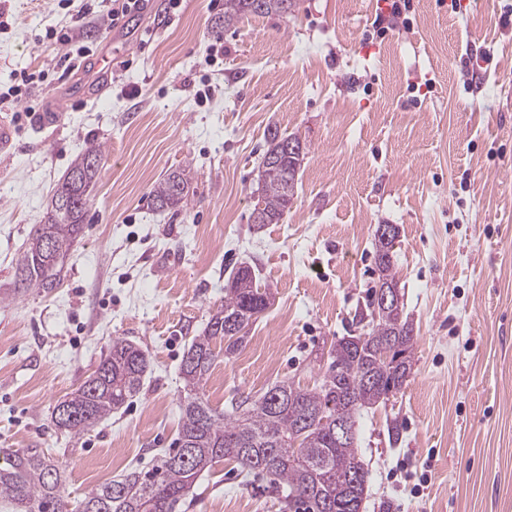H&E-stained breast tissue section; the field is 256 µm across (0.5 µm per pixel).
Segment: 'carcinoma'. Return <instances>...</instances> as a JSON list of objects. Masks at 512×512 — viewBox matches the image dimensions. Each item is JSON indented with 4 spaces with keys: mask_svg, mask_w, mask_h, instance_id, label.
Masks as SVG:
<instances>
[{
    "mask_svg": "<svg viewBox=\"0 0 512 512\" xmlns=\"http://www.w3.org/2000/svg\"><path fill=\"white\" fill-rule=\"evenodd\" d=\"M293 0H224V18L215 27L234 25L246 15L288 12ZM290 136L271 132L258 180L256 204L261 224L278 223L294 197L304 153L293 154L283 142ZM102 147L93 141L71 161L55 187L44 216L36 225L14 270L13 293L33 288L46 293L61 284L64 260L83 232L89 198L95 185ZM189 194V172L178 168L154 185L155 208L177 214ZM71 203L60 205L62 196ZM379 271L373 294L397 286L392 274L393 254L375 236ZM267 291L250 266L230 272L224 304L209 317L203 332L194 336L181 362L187 390L175 448L160 459L151 473L128 472L98 488L87 490L77 512H175L198 475L221 460L236 462L241 471L262 477L271 487L288 491V508L300 512H359L369 472L356 446V416L389 400L401 390L413 368L414 325L404 303L379 307L374 328L366 336H343L327 350L329 367L315 386L302 389L290 380L259 396L233 398L218 411L203 392L217 355L213 342H224V357L235 355L247 334L227 336L224 325L234 322L249 329L266 310ZM149 354L137 344L115 341L96 369L64 400L71 416H54L58 430L79 437L122 408L142 385ZM345 420L350 435L332 431L336 417ZM192 453L184 456V449ZM355 477L344 488L343 476ZM60 467L39 448L17 450L0 466V505L8 512H67L61 495ZM354 507H349V504Z\"/></svg>",
    "mask_w": 512,
    "mask_h": 512,
    "instance_id": "carcinoma-1",
    "label": "carcinoma"
}]
</instances>
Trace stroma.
<instances>
[{
    "label": "stroma",
    "mask_w": 512,
    "mask_h": 512,
    "mask_svg": "<svg viewBox=\"0 0 512 512\" xmlns=\"http://www.w3.org/2000/svg\"><path fill=\"white\" fill-rule=\"evenodd\" d=\"M385 7L297 0L243 17L205 68L224 0H146L123 29L107 20L110 0L82 27L55 0H0V93L21 72L46 75L0 106L17 131L0 154V464L44 449L65 468L73 507L156 466L178 434L183 354L244 264L272 300L245 347L217 358L209 404L287 379L313 386L330 343L363 333L375 230L393 224L416 345L402 389L359 420L362 512H512V0H412L409 24L369 38ZM49 29L78 30L89 56L67 57ZM484 56L487 73L465 84L463 68ZM274 129L305 156L280 222L256 224ZM90 139L103 146L100 172L60 287L11 296L20 247ZM178 167L191 171L187 205L158 211L150 190ZM116 339L148 351L142 390L85 434H61L55 406ZM175 512L289 510L284 493L224 460Z\"/></svg>",
    "instance_id": "35a3bbf8"
}]
</instances>
